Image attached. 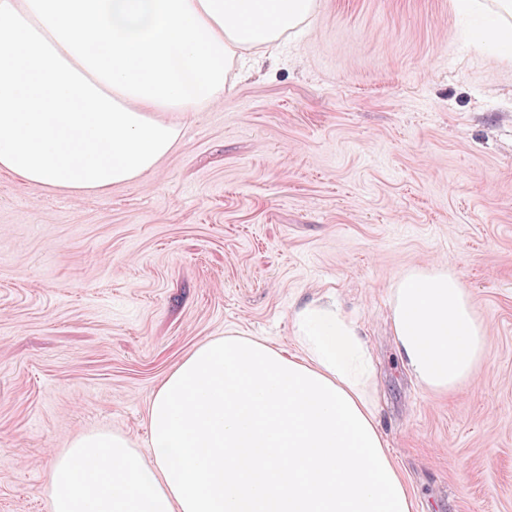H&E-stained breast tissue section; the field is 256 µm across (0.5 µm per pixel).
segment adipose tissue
Here are the masks:
<instances>
[{
	"mask_svg": "<svg viewBox=\"0 0 512 512\" xmlns=\"http://www.w3.org/2000/svg\"><path fill=\"white\" fill-rule=\"evenodd\" d=\"M314 0H0V173L72 195L138 180L180 141L166 112L224 100L250 50ZM397 354L424 389L475 378L487 328L447 266L390 289ZM300 355L217 336L154 393L151 453L117 433L74 440L53 512H412L367 395V341L335 298L294 313Z\"/></svg>",
	"mask_w": 512,
	"mask_h": 512,
	"instance_id": "1",
	"label": "adipose tissue"
}]
</instances>
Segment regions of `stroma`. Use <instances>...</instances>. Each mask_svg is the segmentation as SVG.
I'll use <instances>...</instances> for the list:
<instances>
[{
    "label": "stroma",
    "mask_w": 512,
    "mask_h": 512,
    "mask_svg": "<svg viewBox=\"0 0 512 512\" xmlns=\"http://www.w3.org/2000/svg\"><path fill=\"white\" fill-rule=\"evenodd\" d=\"M453 0H316L139 181L68 198L0 175V512H52L78 436L149 450L175 364L229 332L298 353L323 294L374 359L371 394L414 512H512V55ZM448 266L487 327L439 395L389 332L392 282Z\"/></svg>",
    "instance_id": "stroma-1"
}]
</instances>
